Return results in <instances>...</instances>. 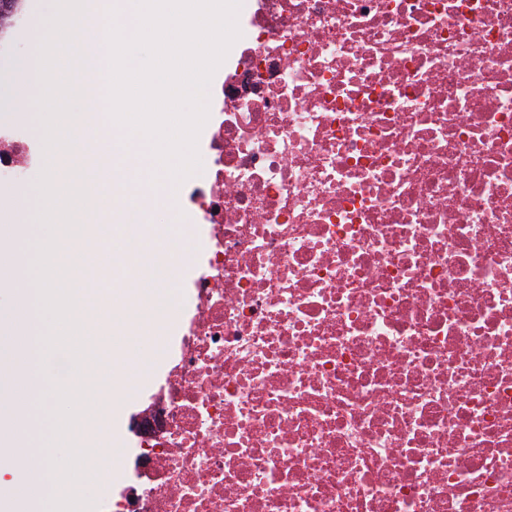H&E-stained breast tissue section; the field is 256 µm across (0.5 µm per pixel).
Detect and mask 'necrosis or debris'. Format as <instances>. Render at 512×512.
<instances>
[{"label": "necrosis or debris", "instance_id": "1", "mask_svg": "<svg viewBox=\"0 0 512 512\" xmlns=\"http://www.w3.org/2000/svg\"><path fill=\"white\" fill-rule=\"evenodd\" d=\"M239 28L115 512H512V0H257ZM22 105L0 257L45 162Z\"/></svg>", "mask_w": 512, "mask_h": 512}]
</instances>
